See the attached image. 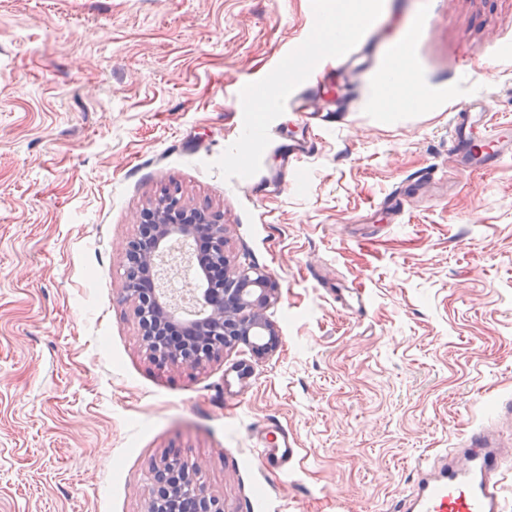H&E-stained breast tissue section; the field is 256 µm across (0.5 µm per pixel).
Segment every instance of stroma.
Returning <instances> with one entry per match:
<instances>
[{"label": "stroma", "mask_w": 512, "mask_h": 512, "mask_svg": "<svg viewBox=\"0 0 512 512\" xmlns=\"http://www.w3.org/2000/svg\"><path fill=\"white\" fill-rule=\"evenodd\" d=\"M309 3L0 0V512H147L173 454L224 512H394L471 428L512 448V157L464 168L449 139L472 96L512 122V0H378L347 64L300 61ZM397 62L426 107L386 100ZM279 75L323 86L309 122L224 96ZM166 188L277 281L275 352L149 359L124 246ZM296 451L297 448H294V442L288 437V432L282 429L277 448H259L258 453L262 462L266 461L278 468H286L294 459Z\"/></svg>", "instance_id": "obj_1"}]
</instances>
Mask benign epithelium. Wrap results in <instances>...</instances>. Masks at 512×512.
I'll list each match as a JSON object with an SVG mask.
<instances>
[{
  "mask_svg": "<svg viewBox=\"0 0 512 512\" xmlns=\"http://www.w3.org/2000/svg\"><path fill=\"white\" fill-rule=\"evenodd\" d=\"M147 229L140 239L126 243L130 272L143 280L151 279L158 252L174 237L209 240L210 265L215 274L205 273L201 297L208 305L207 316L186 325L167 315L155 289L137 287L131 279L128 296L134 301L143 341L150 357L160 364L201 366L219 358L240 343L262 337L268 353L278 347V333L265 311L279 288L267 274L232 270L226 254L224 225L204 206L188 207L168 195L142 216ZM158 493L148 512H224L223 503L201 492H185L195 483L194 475L175 459H166L156 469Z\"/></svg>",
  "mask_w": 512,
  "mask_h": 512,
  "instance_id": "obj_1",
  "label": "benign epithelium"
}]
</instances>
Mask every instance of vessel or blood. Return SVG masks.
Wrapping results in <instances>:
<instances>
[{
  "label": "vessel or blood",
  "instance_id": "vessel-or-blood-1",
  "mask_svg": "<svg viewBox=\"0 0 512 512\" xmlns=\"http://www.w3.org/2000/svg\"><path fill=\"white\" fill-rule=\"evenodd\" d=\"M451 140L455 157L467 168L491 171L512 156V124L489 123L476 100L455 113ZM295 455L285 434L277 447L259 451L261 460L279 468ZM510 461L512 448L496 444L488 427L473 428L439 459L418 467L415 488L400 512H505L500 481Z\"/></svg>",
  "mask_w": 512,
  "mask_h": 512
}]
</instances>
